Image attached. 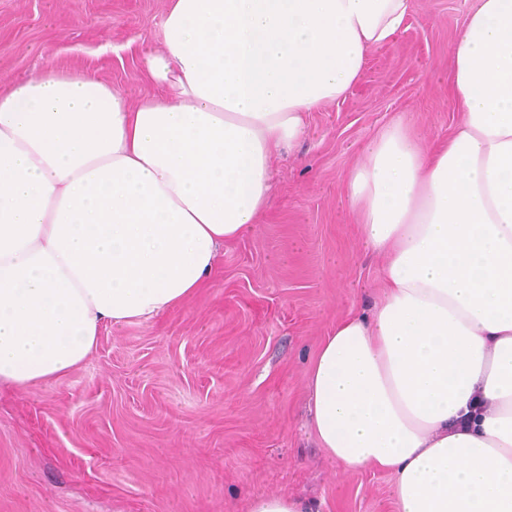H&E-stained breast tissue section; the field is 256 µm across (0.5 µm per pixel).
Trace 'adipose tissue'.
Segmentation results:
<instances>
[{
	"label": "adipose tissue",
	"instance_id": "adipose-tissue-1",
	"mask_svg": "<svg viewBox=\"0 0 512 512\" xmlns=\"http://www.w3.org/2000/svg\"><path fill=\"white\" fill-rule=\"evenodd\" d=\"M411 6L169 0L151 97L50 67L0 91V385L60 378L103 326L204 288L275 155ZM450 55L454 133L389 125L348 175L383 291L324 337L309 408L326 457L391 474L398 512H512V0H477Z\"/></svg>",
	"mask_w": 512,
	"mask_h": 512
}]
</instances>
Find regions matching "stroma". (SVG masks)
<instances>
[{
  "instance_id": "obj_1",
  "label": "stroma",
  "mask_w": 512,
  "mask_h": 512,
  "mask_svg": "<svg viewBox=\"0 0 512 512\" xmlns=\"http://www.w3.org/2000/svg\"><path fill=\"white\" fill-rule=\"evenodd\" d=\"M474 0H413L344 99L309 113L274 162L261 224L225 245L206 288L160 318L102 330L82 366L0 388V512H247L283 493L319 512H397L387 473H349L309 428L308 367L336 321L381 292L347 174L384 127L428 145L461 114L450 46ZM167 0H0V85L45 63L150 94Z\"/></svg>"
}]
</instances>
